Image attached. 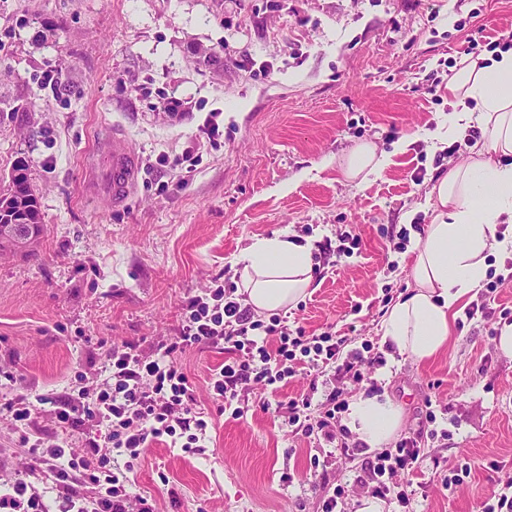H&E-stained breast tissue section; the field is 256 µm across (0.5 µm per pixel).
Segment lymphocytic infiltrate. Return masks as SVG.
<instances>
[{"label": "lymphocytic infiltrate", "mask_w": 512, "mask_h": 512, "mask_svg": "<svg viewBox=\"0 0 512 512\" xmlns=\"http://www.w3.org/2000/svg\"><path fill=\"white\" fill-rule=\"evenodd\" d=\"M345 344L329 331L307 335L284 317L256 318L235 288L225 286L223 275L212 277L204 293L184 299L173 338L145 348L130 342L113 345L109 374L94 399L81 407L55 400L52 414L61 437L39 449L38 461L53 478L58 512H130L134 494L129 474L150 442L166 436L186 452L200 450L212 417L193 407L194 390L179 363L187 349L206 345L223 350L224 362L214 369L209 391L219 413L240 420L249 411L245 394L256 385L275 388L304 375L313 390L319 375L329 370L340 383L363 382L366 359ZM311 406L309 394L290 399L285 406L288 425L307 434L320 431L338 441L341 455H348L340 391L327 396L320 417H313ZM87 420L93 421L95 432L86 436L81 451H74L68 437ZM424 420L429 430L403 437L368 460L364 486L372 497L409 504L410 486L402 477L424 460L425 443L436 435L433 409H426ZM114 449L126 457L118 471L112 468Z\"/></svg>", "instance_id": "lymphocytic-infiltrate-1"}]
</instances>
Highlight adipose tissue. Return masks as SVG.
Returning <instances> with one entry per match:
<instances>
[{"instance_id":"adipose-tissue-1","label":"adipose tissue","mask_w":512,"mask_h":512,"mask_svg":"<svg viewBox=\"0 0 512 512\" xmlns=\"http://www.w3.org/2000/svg\"><path fill=\"white\" fill-rule=\"evenodd\" d=\"M448 105L438 137L476 126L484 144L435 184L432 219L414 249V286L381 325L383 344L419 361L448 346L463 299L481 287L492 259L512 254V235L498 231L512 224V50L462 59L448 78ZM389 163L364 143L346 157L343 171L366 181ZM314 250L312 240L285 233L253 239L236 259L247 304L259 314L296 306L313 282ZM402 419L389 397L359 393L348 401L346 423L367 447L388 446Z\"/></svg>"}]
</instances>
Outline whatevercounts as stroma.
Returning <instances> with one entry per match:
<instances>
[{"mask_svg":"<svg viewBox=\"0 0 512 512\" xmlns=\"http://www.w3.org/2000/svg\"><path fill=\"white\" fill-rule=\"evenodd\" d=\"M508 37L512 0H0V181L26 160L45 226L31 252L0 258V368L14 375L0 383V404L29 395L25 432L55 443L51 401L103 374L112 344L174 336L184 297L212 276L239 285L234 260L253 238L328 240L343 253L315 270L289 325L383 354L344 394L377 383L403 409L400 435L418 430L432 401L449 437L429 441L409 475L413 512H480L512 479V359L494 342L512 323V256L468 295L434 359L387 357L381 323L413 286L437 178L484 142L478 130L435 136L449 70ZM205 51L215 56L206 66ZM51 69L62 81L42 87ZM172 98L189 110L165 114ZM214 110L224 134L193 171L157 163L181 154ZM116 131L140 159L123 206L88 185ZM363 143L391 162L361 183L342 162ZM223 361L213 347L183 354L196 408L214 414L210 437L199 454L166 437L150 443L134 493L153 512H321L330 483L347 486V512H358L361 461L338 455L316 475L312 461L330 444L293 431L277 408L308 392L322 412L334 377L314 392L300 377L256 388L246 419L228 420L208 395ZM21 432L0 411V491L26 475L54 504ZM462 467L465 482L444 489L441 474Z\"/></svg>","mask_w":512,"mask_h":512,"instance_id":"stroma-1","label":"stroma"}]
</instances>
